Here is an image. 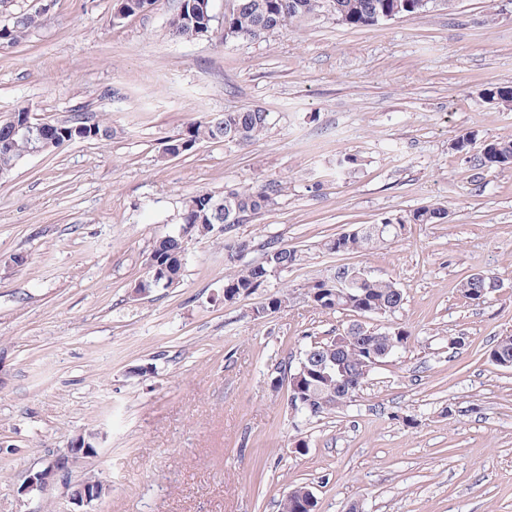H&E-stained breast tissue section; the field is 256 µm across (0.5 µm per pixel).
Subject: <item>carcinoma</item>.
Segmentation results:
<instances>
[{"label": "carcinoma", "instance_id": "carcinoma-1", "mask_svg": "<svg viewBox=\"0 0 512 512\" xmlns=\"http://www.w3.org/2000/svg\"><path fill=\"white\" fill-rule=\"evenodd\" d=\"M184 5L185 20L173 31L184 39L199 38L211 32L213 19L212 0H178ZM448 0H232L230 14L225 19L232 33L227 38L254 39L265 35V31L295 30L304 24L329 15L336 23L348 28H370L386 19L408 16H424L429 11L443 8ZM46 22L45 14L21 10L14 14L8 26L0 28V46L13 45L24 39L31 31ZM485 97L504 107L512 106V84L498 83L485 90ZM216 119H198L189 122L178 135L164 142L163 158L172 159L184 155L196 145L206 141H225L234 136L239 144H250L259 139L269 125V113L262 109L246 112H226ZM94 130L95 140L112 139V126L98 116L77 114L58 123L46 142V151L52 152L71 143L89 139L87 131ZM31 141L21 135L12 136L0 132V178L8 176L26 157L30 156ZM454 149L464 158L473 161L474 166L484 170L512 168V138H498L476 146V135L466 132L458 135ZM284 189L280 181H269L261 185H244L224 192L218 197L207 191H199L186 199L183 205L182 224L177 233L158 240L146 266L153 264L165 268L163 279L155 288H171L180 282L183 268L185 243L193 237H206L214 233L217 226L240 224L246 217L257 215L274 204L275 197ZM197 207L189 208V202ZM224 203V212H218L213 205ZM448 217L447 209L440 204L420 207L404 215L387 217L381 224H360L347 232L327 238L323 249L329 253L341 254L366 251L380 243L393 241L402 236L408 224H443ZM263 261L247 265L233 274L224 277V303H232L243 295H248L264 287L269 278L285 271L302 260L297 250L271 239L264 244ZM352 274L343 267L336 273V281L319 280L308 286L307 297L316 309L321 311L339 310L361 314L367 318L385 316L402 306L403 294L395 282L386 279L367 278L354 285L346 294H336V283ZM500 277L492 272L470 275L460 284L461 294L468 300L480 304L496 290ZM288 293L276 292L268 297L267 303L257 310L256 318L263 319L287 307ZM403 348L408 342V331L397 328L381 331L367 323L355 321L343 328L338 336H331L320 342L318 349L323 354H332L339 362L340 371L324 375L314 373L304 377L298 391L294 392L295 405L311 402L313 410L308 415L319 418L329 415L346 406L356 393L339 389L336 380L346 374L347 383L362 385L365 363L369 355L377 353L386 345L387 334ZM342 337L343 350H336L337 337ZM503 358L512 365V336H502L489 352V360L497 363ZM306 486L288 492V499L280 501V512H313L307 502Z\"/></svg>", "mask_w": 512, "mask_h": 512}]
</instances>
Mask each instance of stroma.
Instances as JSON below:
<instances>
[{"label": "stroma", "mask_w": 512, "mask_h": 512, "mask_svg": "<svg viewBox=\"0 0 512 512\" xmlns=\"http://www.w3.org/2000/svg\"><path fill=\"white\" fill-rule=\"evenodd\" d=\"M112 4L0 5V27L16 8L47 9L44 26L0 48V121L25 106L39 121L105 113L114 130L0 179V512H71L69 490L25 503L17 488L86 432L99 451L71 481L111 485L88 512H278L297 486L315 512H512V369L488 359L512 335V168L476 169L453 148L465 131L512 135V108L484 97L512 81V0L491 12L450 0L360 30L322 18L254 41L218 25L174 38V0L119 24ZM255 108L269 114L258 141L163 158L187 122ZM344 154L363 164L339 176ZM273 179L287 189L267 211L189 241L179 283L137 293L186 197ZM433 203L446 223L407 225L368 252L321 247ZM270 239L302 263L225 303L224 241L250 242V264ZM342 266L396 283L401 308L369 324L411 338L353 402L313 418L272 380L354 321L306 297ZM482 271L503 286L476 305L459 284ZM280 289L287 307L256 319Z\"/></svg>", "instance_id": "35a3bbf8"}]
</instances>
